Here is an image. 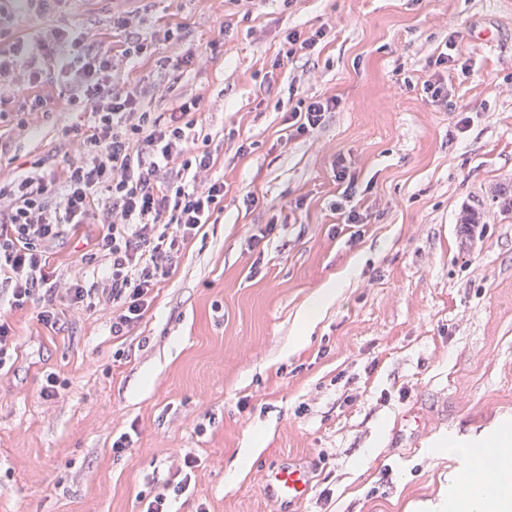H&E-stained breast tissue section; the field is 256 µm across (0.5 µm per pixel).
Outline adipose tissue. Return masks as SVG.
I'll return each instance as SVG.
<instances>
[{"label":"adipose tissue","mask_w":512,"mask_h":512,"mask_svg":"<svg viewBox=\"0 0 512 512\" xmlns=\"http://www.w3.org/2000/svg\"><path fill=\"white\" fill-rule=\"evenodd\" d=\"M438 453L462 457L469 462V473L461 474L462 488L452 512H512V432L501 431L492 441L476 447H463L450 440L440 441ZM475 471L487 472L491 481L472 479Z\"/></svg>","instance_id":"obj_1"}]
</instances>
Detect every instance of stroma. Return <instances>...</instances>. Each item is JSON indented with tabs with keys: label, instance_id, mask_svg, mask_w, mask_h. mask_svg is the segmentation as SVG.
Here are the masks:
<instances>
[{
	"label": "stroma",
	"instance_id": "1",
	"mask_svg": "<svg viewBox=\"0 0 512 512\" xmlns=\"http://www.w3.org/2000/svg\"><path fill=\"white\" fill-rule=\"evenodd\" d=\"M118 13L146 36L180 26V44L155 41L120 79L162 116L199 97L224 209L123 336L110 310L76 312L46 289L15 307L0 277L17 344L0 366V512H145L182 479L170 512H445L466 464L436 441L512 429V0H63L44 15L6 4L0 43L78 25L116 50ZM292 29L324 35L291 54ZM450 41L454 62L437 65ZM188 48L195 67L174 68ZM60 91L40 89L54 111L0 121V180L74 154L70 130L89 116L63 111ZM311 97L338 104L294 136L292 102ZM349 208L362 223H346ZM99 232L66 231L50 267L81 264ZM342 278L290 349L311 299ZM255 432L262 451L229 480ZM124 433L129 449L113 453ZM284 463L313 472L300 503L261 493Z\"/></svg>",
	"mask_w": 512,
	"mask_h": 512
}]
</instances>
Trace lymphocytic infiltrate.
<instances>
[{
    "label": "lymphocytic infiltrate",
    "mask_w": 512,
    "mask_h": 512,
    "mask_svg": "<svg viewBox=\"0 0 512 512\" xmlns=\"http://www.w3.org/2000/svg\"><path fill=\"white\" fill-rule=\"evenodd\" d=\"M115 23L128 31L118 51L78 26L35 39L18 35L0 48L1 107L18 95L22 111H46L50 100L38 88L50 72L65 89L66 110L90 115L61 172L0 183V274L18 307L41 285L86 312L110 304L112 333L122 336L142 318L184 246L223 211L225 192L211 175V152L198 145V98L165 118L143 108L137 88L120 86L121 65L145 57L151 43L135 32L134 16ZM67 224L103 226L96 251L107 271L100 287H85L78 270L66 277L48 271L46 249Z\"/></svg>",
    "instance_id": "obj_1"
}]
</instances>
